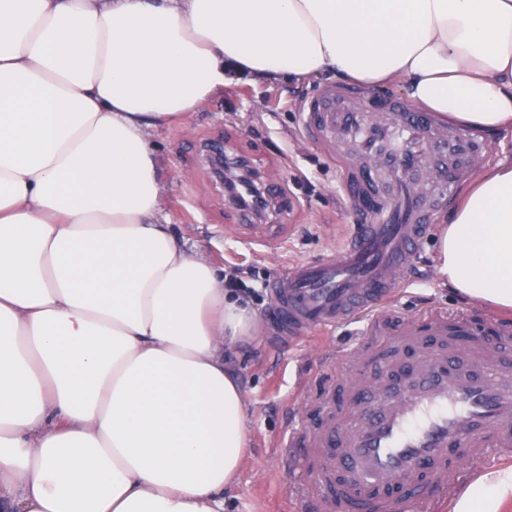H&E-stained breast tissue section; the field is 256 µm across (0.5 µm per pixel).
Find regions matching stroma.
Instances as JSON below:
<instances>
[{
    "label": "stroma",
    "instance_id": "stroma-1",
    "mask_svg": "<svg viewBox=\"0 0 512 512\" xmlns=\"http://www.w3.org/2000/svg\"><path fill=\"white\" fill-rule=\"evenodd\" d=\"M331 82L325 75L299 85L241 79L186 120L149 132L168 165L166 208L175 231L226 270L238 271L246 283L273 280L291 263L329 253L361 219L347 203L335 169L299 130L298 103ZM217 139L228 155L245 158L257 171L268 199L262 214L240 211L212 174L206 154ZM438 239L434 232L423 243L417 278L399 295L398 308L412 315L437 305L485 320L490 307L457 295L439 278ZM253 306L259 337L229 361L245 391L249 456L238 484L225 496L224 512H293L289 489L298 474L288 466V449L277 447L276 440L287 413L301 409L298 386L315 394L331 382L337 403L346 401V380L324 367L322 349L348 342L350 334L312 328L292 337L275 326L271 294Z\"/></svg>",
    "mask_w": 512,
    "mask_h": 512
}]
</instances>
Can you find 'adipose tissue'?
<instances>
[{
	"instance_id": "1",
	"label": "adipose tissue",
	"mask_w": 512,
	"mask_h": 512,
	"mask_svg": "<svg viewBox=\"0 0 512 512\" xmlns=\"http://www.w3.org/2000/svg\"><path fill=\"white\" fill-rule=\"evenodd\" d=\"M326 74L511 130L512 0H0V512H224L248 456L225 361L258 324L173 231L148 132L237 78ZM436 267L512 309V161L449 211Z\"/></svg>"
}]
</instances>
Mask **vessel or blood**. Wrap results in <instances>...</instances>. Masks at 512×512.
Segmentation results:
<instances>
[{
    "instance_id": "vessel-or-blood-1",
    "label": "vessel or blood",
    "mask_w": 512,
    "mask_h": 512,
    "mask_svg": "<svg viewBox=\"0 0 512 512\" xmlns=\"http://www.w3.org/2000/svg\"><path fill=\"white\" fill-rule=\"evenodd\" d=\"M300 112L304 137L334 163L350 200L367 190L364 163L397 174L399 184L335 253L269 284L289 334L363 325L351 347L323 351L327 365L349 367L347 405L327 387L313 402L318 422L293 418L282 432L307 463L290 488L294 512H332L340 497L355 512H438L488 469L491 451L512 456V319L489 316L480 332L464 312L430 307L390 331L384 321L396 314L390 300L408 281L433 210L483 164L487 145L425 124L404 103L362 102L334 85L308 96ZM428 166L437 193L426 206L409 175ZM382 335L392 352L414 358L404 385L368 381L383 355L366 342Z\"/></svg>"
}]
</instances>
